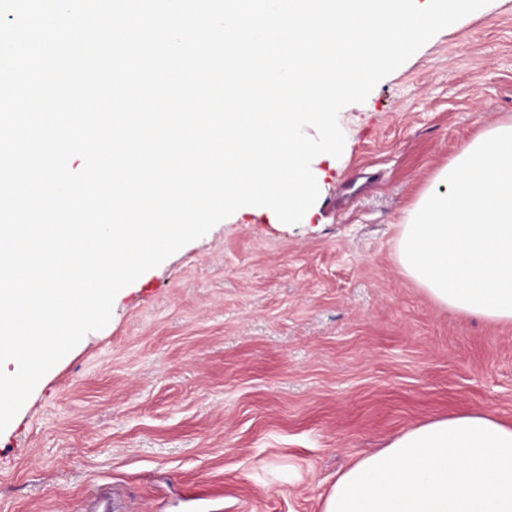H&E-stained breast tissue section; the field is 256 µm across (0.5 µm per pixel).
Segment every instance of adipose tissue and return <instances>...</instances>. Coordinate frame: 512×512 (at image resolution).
<instances>
[{
	"label": "adipose tissue",
	"instance_id": "1",
	"mask_svg": "<svg viewBox=\"0 0 512 512\" xmlns=\"http://www.w3.org/2000/svg\"><path fill=\"white\" fill-rule=\"evenodd\" d=\"M435 182L406 215L400 264L439 305L512 322V123ZM322 512H512V425L473 412L409 428L340 474Z\"/></svg>",
	"mask_w": 512,
	"mask_h": 512
}]
</instances>
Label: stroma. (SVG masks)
I'll return each mask as SVG.
<instances>
[{
    "instance_id": "35a3bbf8",
    "label": "stroma",
    "mask_w": 512,
    "mask_h": 512,
    "mask_svg": "<svg viewBox=\"0 0 512 512\" xmlns=\"http://www.w3.org/2000/svg\"><path fill=\"white\" fill-rule=\"evenodd\" d=\"M512 120V0L443 29L345 107V146L288 225L245 206L116 296L0 433V512H320L339 473L432 419L512 423V323L437 304L402 222Z\"/></svg>"
}]
</instances>
